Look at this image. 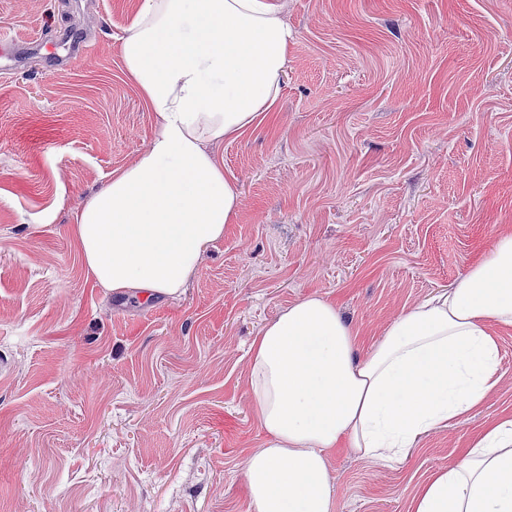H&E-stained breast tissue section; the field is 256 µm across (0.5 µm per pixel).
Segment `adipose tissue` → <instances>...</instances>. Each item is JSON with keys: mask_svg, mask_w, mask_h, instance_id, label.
Listing matches in <instances>:
<instances>
[{"mask_svg": "<svg viewBox=\"0 0 512 512\" xmlns=\"http://www.w3.org/2000/svg\"><path fill=\"white\" fill-rule=\"evenodd\" d=\"M291 38L272 0H142L120 51L159 131L73 226L102 287L178 295L223 238L241 197L209 146L276 102ZM493 324L512 329V233L363 354L334 302L289 307L249 348L252 405L268 435L243 468L253 512H334L330 450L390 465L422 433L463 419L495 383ZM411 509L512 512V417L475 435Z\"/></svg>", "mask_w": 512, "mask_h": 512, "instance_id": "adipose-tissue-1", "label": "adipose tissue"}]
</instances>
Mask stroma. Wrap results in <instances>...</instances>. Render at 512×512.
Masks as SVG:
<instances>
[{
	"label": "stroma",
	"instance_id": "stroma-1",
	"mask_svg": "<svg viewBox=\"0 0 512 512\" xmlns=\"http://www.w3.org/2000/svg\"><path fill=\"white\" fill-rule=\"evenodd\" d=\"M274 2L293 32L281 93L212 148L238 216L179 295L149 299L102 288L72 233L158 131L119 51L141 0H0L17 36L93 43L0 74V512H252L262 328L317 295L369 349L512 231V0ZM496 340L466 419L391 466L329 454L335 512H410L512 414V332Z\"/></svg>",
	"mask_w": 512,
	"mask_h": 512
}]
</instances>
